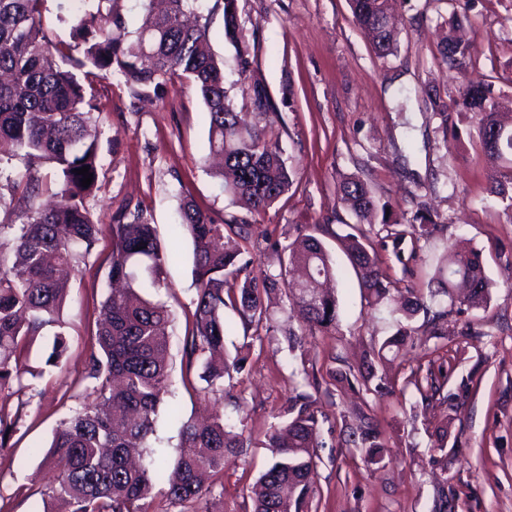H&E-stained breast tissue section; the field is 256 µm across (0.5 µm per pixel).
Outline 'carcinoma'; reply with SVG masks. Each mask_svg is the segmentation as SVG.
I'll return each instance as SVG.
<instances>
[{
    "label": "carcinoma",
    "instance_id": "carcinoma-1",
    "mask_svg": "<svg viewBox=\"0 0 512 512\" xmlns=\"http://www.w3.org/2000/svg\"><path fill=\"white\" fill-rule=\"evenodd\" d=\"M76 13L69 39L50 36L45 28L42 0H0V164L19 159L25 179L6 177V186L19 195L17 208L0 224V394L24 388L26 374L21 356L29 342L47 326L60 325L59 314L67 297L66 270H76L91 252L101 232L86 200L99 185L98 142L90 129L99 90L94 81L82 82L75 71L90 67L102 74L118 75L135 96L159 91L176 79L192 84L200 93L209 120L208 143L212 154L224 159L218 176L224 193L247 213L259 215L273 205L294 181L279 148L266 140L263 130L241 123L224 86V62L206 49L208 16L198 12L202 0H166L155 10L154 0H141V24L133 33L107 3ZM354 21L371 38L375 54H393L397 34L379 20L390 9V0H350ZM222 8L224 39L242 67L249 65V47L236 31V0H214ZM440 54L461 65L471 55V45L446 40ZM456 105L463 112L480 115L479 139L483 152L508 170L491 177V192L506 196L512 186V108L495 98L488 84H463ZM56 166L59 180L44 203L43 163ZM90 167L93 180L81 186L74 170ZM340 201L354 222L345 224L344 255L354 269L367 303L378 306L393 300L397 282L380 270L377 246L385 238L401 240L432 235L438 224L427 212L414 216L410 230H392L387 219L372 222L378 204L366 182L356 176L343 179ZM176 233L191 238L196 297L192 331L186 355L196 360L205 382L201 392L221 393L245 412L243 397L234 393V377L247 365L249 352L240 348L234 357L224 349L228 306L255 332H278L270 317L273 301L283 311L299 310L303 325L284 333L290 352L303 346L313 331L340 333L336 295L323 288L336 279L335 256L316 236L320 224L295 225V235L276 243L278 267L256 263L248 247L250 233L245 218L217 224L190 199L179 205ZM108 278L123 284L112 288L101 302L99 322L86 364L91 392L81 407L60 421L48 458L53 475L44 491L45 502L59 503L64 512H150L154 482L168 483L167 508L185 512L183 505L214 493L215 484L203 477L224 478L228 458L244 447L245 428L224 422L220 414L206 422H181L176 456L153 469L136 466L132 452L156 453L151 440L156 432L159 405L171 386L169 369L170 311L144 297L137 288L148 283L162 288L164 265L176 258L164 247L155 227L140 208L116 212ZM398 311L405 320L418 313L426 317L425 335L447 337L448 310H431L438 296L470 309L487 304L489 283L479 253L453 246L435 268L427 289L407 286ZM411 338L409 325L379 347L371 349L358 375L344 373L339 381L355 379L367 394H380L385 382L376 375V362L386 351H400ZM67 345L63 333L55 334L47 363L62 365ZM411 384L426 401L441 395L443 384L432 369L412 373ZM319 382L295 385L279 411L278 422L265 434L271 460L255 482L253 512H305L316 478L314 449L322 427L316 399L306 388ZM19 417L0 415V450L17 429ZM355 443L366 449L365 462H381L384 443L377 427L367 422Z\"/></svg>",
    "mask_w": 512,
    "mask_h": 512
}]
</instances>
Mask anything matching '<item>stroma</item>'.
<instances>
[{
  "mask_svg": "<svg viewBox=\"0 0 512 512\" xmlns=\"http://www.w3.org/2000/svg\"><path fill=\"white\" fill-rule=\"evenodd\" d=\"M249 66L241 68L224 40L223 14L211 17L209 45L224 61L225 86L249 124L265 126L296 179L265 213L252 216L251 249L258 261H276L273 244L293 224L331 218L321 238L341 252L346 210L337 198L342 177L357 175L389 207L390 223L408 224L419 206L437 215L439 231L429 238L403 239L379 250L390 280L426 287L448 248L476 249L490 281L486 308L455 305L444 339L418 337L402 354L378 365L389 392L374 397L347 383L320 390L316 407L330 426L318 449L315 493L309 512H434V490L448 488L449 512H512V203L489 192L491 165L478 135L479 118L451 107L460 82L492 85L500 100L512 101V0H396L397 47L377 57L355 24L348 0H237ZM455 37L469 42L465 71L450 68L438 44ZM269 94L255 110L252 86ZM449 103L436 115L431 94ZM98 138L100 189L88 198L102 224L85 265L72 275L60 328H47L26 357L29 386L5 399L21 419L11 446L0 453V512H35L52 475L46 454L57 424L69 417L89 391L86 360L94 342L99 303L107 289L112 253L110 224L118 208L140 207L151 217L163 245L178 256L164 266L158 298L175 315L169 328L172 363L169 394L159 407L154 446L170 459L180 420L221 412L225 402L204 398L198 367L183 356L191 333L195 297L193 246L174 237L183 198L192 199L216 223L243 216L224 193L220 179L200 163L208 151L206 108L196 93L177 82L160 95L132 98L118 77L104 81L91 114ZM336 294L341 332L307 337L305 359L315 373L327 367L355 372L365 353L397 328L393 306L368 307L355 272L338 262ZM225 341L242 344L256 336L234 312ZM472 323L475 335L459 330ZM67 351L62 367L47 365L55 332ZM432 365L444 378L447 401L430 404L408 379L412 368ZM297 362L286 343H255L237 377L249 410L251 446L224 471V490L209 512H252L249 487L270 452L262 443L292 387ZM382 432L380 464L346 445V433L364 422ZM447 431V464H439L438 434Z\"/></svg>",
  "mask_w": 512,
  "mask_h": 512,
  "instance_id": "stroma-1",
  "label": "stroma"
}]
</instances>
